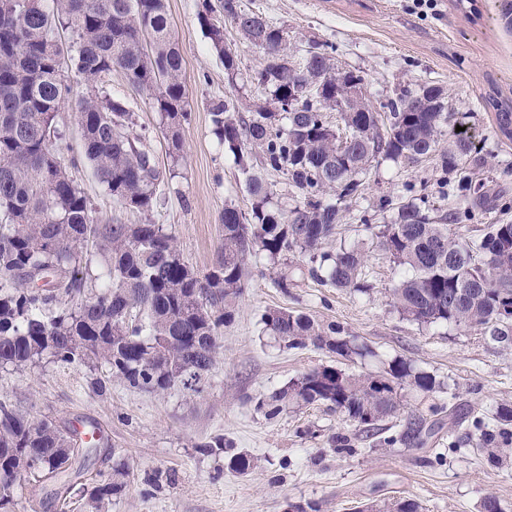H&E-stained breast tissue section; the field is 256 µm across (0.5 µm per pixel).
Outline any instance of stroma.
<instances>
[{"instance_id":"obj_1","label":"stroma","mask_w":512,"mask_h":512,"mask_svg":"<svg viewBox=\"0 0 512 512\" xmlns=\"http://www.w3.org/2000/svg\"><path fill=\"white\" fill-rule=\"evenodd\" d=\"M439 2V13L428 17L412 13L411 0H242V7L262 12L287 31L294 52L323 45L339 69L364 77L373 106L424 84L444 88L454 122L469 127L492 156L484 172L492 193L512 199V141L497 132L492 110L483 105L494 86L512 97V30L500 18V0ZM167 3L171 34L183 56L190 118L184 163L178 177L162 184L151 219L167 226L185 261L202 271L216 259L225 206L250 209L244 176L214 133L211 106L226 99L244 114L265 102L251 81L261 54L225 24L224 45L237 55L241 69L236 84H229L197 20L202 0ZM68 80L73 96L58 111L56 125L76 162L71 176L96 217L118 215L125 223H142L143 215L119 210L85 161L75 117L85 87L76 73ZM106 87L128 103L134 133L146 134L156 166L167 171L168 142L158 112L121 72H113ZM454 180L433 156L414 163L383 160L371 169L362 197L344 214L339 237L327 245L331 251L343 241L362 247L370 259L368 293L329 288L306 274L296 276L284 293L271 285L274 268L253 260L249 286L224 326L220 357L199 391L179 385L157 393L135 390L103 365L0 369V400L31 416L52 418L63 431L96 434L95 441L80 447L81 471L71 488L45 479L21 482L14 512H86L85 490L110 476L119 457L128 463L124 487L102 512H289L310 503L319 512H355L364 504L403 498L418 500L422 512H483L489 495L512 512V463L492 467L467 440L476 425H495L498 406L512 404V349L474 330L421 326L400 315L388 294L399 271L359 220L360 210L380 196L406 201L408 184L427 195L437 212H445L442 190ZM279 308L339 325L357 344L368 346L370 355L349 361L312 346L285 348L262 323L265 312ZM397 359L433 374L442 388L425 394L403 390L400 413L383 421L376 434L323 404L273 419L255 407L258 398L313 368L337 365L377 374ZM418 418L423 421L419 441L402 442L409 421ZM339 436L347 438L348 450L336 451ZM217 437L253 458L247 475L229 468L230 453L201 451V443Z\"/></svg>"}]
</instances>
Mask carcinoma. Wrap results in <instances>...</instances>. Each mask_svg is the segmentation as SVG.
<instances>
[{
    "label": "carcinoma",
    "mask_w": 512,
    "mask_h": 512,
    "mask_svg": "<svg viewBox=\"0 0 512 512\" xmlns=\"http://www.w3.org/2000/svg\"><path fill=\"white\" fill-rule=\"evenodd\" d=\"M219 14L261 55L252 76L269 98L283 105L268 112L259 104L247 118L227 100L212 105L215 134L247 175L250 211L226 207L217 257L204 272L191 268L163 224L100 220L84 191L69 175L68 144L56 114L72 91L63 65L88 86L76 112L84 158L107 194L123 211L150 216L164 175L133 133L132 114L103 89L112 71L147 95L161 116L160 132L171 147L173 167L184 161L183 129L190 113L181 80L183 57L170 32L166 0H12L0 9V367L105 364L127 386L164 392L176 385L198 390L219 353L224 323L249 285L253 258L272 263L300 254L323 285L368 291V256L358 246L322 251L344 217L347 202L364 191L368 170L379 160L417 162L438 156L456 173L448 211L436 218L420 203L393 207L379 197L378 212L397 209L386 224L360 221L401 276L389 288L393 307L421 326L448 324L512 346V223L485 225L471 239L455 224H481L512 203L490 195L473 180L488 155L466 131L448 129L442 87L404 90L382 105L386 121L369 101L343 117L336 131L326 112L336 110V68L315 44L288 63L284 29L240 0L203 3L197 18L224 62L230 83L240 75L237 56L224 46ZM69 34L62 47L58 33ZM499 132L512 140V99L493 87L484 97ZM448 148L438 150L440 138ZM266 171L286 176L293 203L278 206L276 184L252 163L254 151ZM89 275H80L78 265ZM269 335L290 349L310 345L344 360L364 356L342 330L316 324L286 308L263 315ZM430 393L436 378L404 360L379 375L333 366L311 369L258 402L276 417L290 408L325 404L363 425L401 409V391ZM497 430H483L478 446L491 464L502 458L500 439L512 425V404L497 408ZM76 435L50 419L32 418L0 402V512L13 505L14 486L32 475L56 479L78 455ZM128 466L120 459L112 476L88 493L99 509L118 493ZM413 500L371 506L372 512H420Z\"/></svg>",
    "instance_id": "cac0c4a2"
}]
</instances>
